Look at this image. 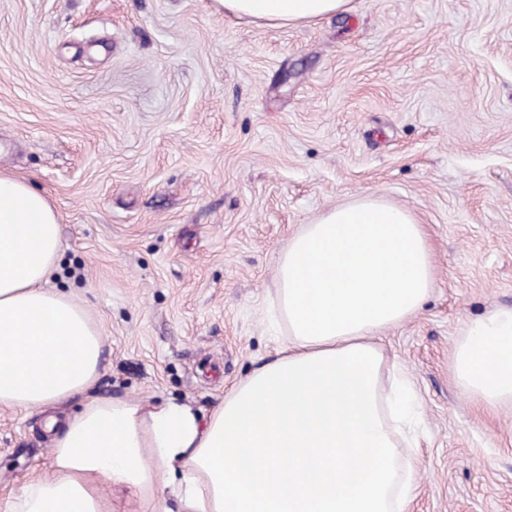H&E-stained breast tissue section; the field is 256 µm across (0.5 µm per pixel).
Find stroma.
I'll return each instance as SVG.
<instances>
[{
  "label": "stroma",
  "mask_w": 512,
  "mask_h": 512,
  "mask_svg": "<svg viewBox=\"0 0 512 512\" xmlns=\"http://www.w3.org/2000/svg\"><path fill=\"white\" fill-rule=\"evenodd\" d=\"M0 173L47 195L46 287L103 349L91 397L208 413L287 337L280 251L377 196L423 224V308L380 335L418 407L407 512H512V411L462 394L451 353L512 308V0H349L269 25L215 0H0ZM0 408V505L51 477L47 415Z\"/></svg>",
  "instance_id": "obj_1"
}]
</instances>
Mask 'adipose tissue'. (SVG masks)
Instances as JSON below:
<instances>
[{
    "label": "adipose tissue",
    "mask_w": 512,
    "mask_h": 512,
    "mask_svg": "<svg viewBox=\"0 0 512 512\" xmlns=\"http://www.w3.org/2000/svg\"><path fill=\"white\" fill-rule=\"evenodd\" d=\"M225 16L300 23L346 0H218ZM59 251L58 215L0 175V407L84 397L60 421L51 478L30 480L0 512H106L99 486L178 512H405L416 482L402 462L412 415L405 376L386 378L374 336L415 315L433 283L427 235L407 210L368 196L292 236L275 303L288 343L209 414L168 400L87 397L101 337L84 310L43 288ZM452 371L479 407L512 405V309L469 321Z\"/></svg>",
    "instance_id": "obj_1"
}]
</instances>
